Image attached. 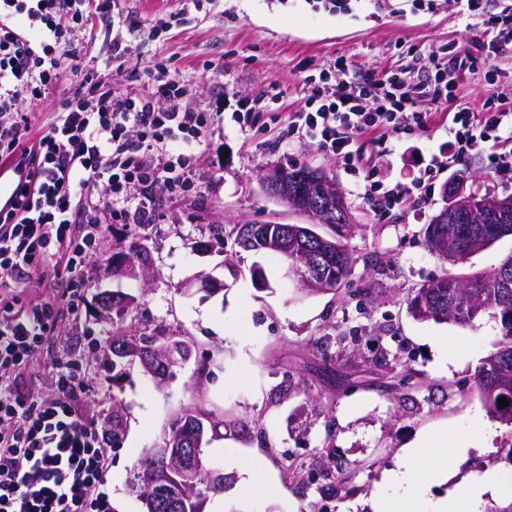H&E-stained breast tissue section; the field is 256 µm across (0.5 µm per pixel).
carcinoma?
<instances>
[{"label":"carcinoma","mask_w":512,"mask_h":512,"mask_svg":"<svg viewBox=\"0 0 512 512\" xmlns=\"http://www.w3.org/2000/svg\"><path fill=\"white\" fill-rule=\"evenodd\" d=\"M337 225L336 255L327 259L318 258L315 250L305 253L288 249L290 265L303 269L322 288H338L351 275L355 257L352 250L343 243L346 234ZM448 234L452 235L453 249L445 252L440 247L438 225L427 224L423 230V240L429 251L443 260L455 264L468 259L471 255L492 246L506 236H512V226L508 224H449ZM269 225L254 227L252 224H236L231 235L241 237L239 248L245 251L267 249L265 231ZM512 279V255L508 256L497 268L476 273L469 277V282L461 289L457 288L458 277L444 275L433 279L415 289L411 302L424 298V311L419 317L436 319L435 312L446 310L451 313L448 320L457 324H469L480 315L490 312L500 323V334L493 342V351L480 363L475 375L482 405L487 412L502 422L512 426V288L503 286L505 280ZM174 347L180 355L189 354L192 342L186 336H162L157 333H142L125 338L112 337V355L116 361L112 367L123 364V359L153 362L164 348ZM507 399L509 405L501 408L498 398ZM205 428L197 412L185 410L171 424V431H177L183 437L197 441L198 432ZM197 471L195 487L182 493L178 487L184 486L185 477L176 468L170 470V478L158 492L161 512H202L205 492L215 486L226 484L227 478L207 466L202 446L195 447ZM158 459L155 449L142 451L136 465L135 483L138 496L147 493V475L155 469Z\"/></svg>","instance_id":"carcinoma-1"}]
</instances>
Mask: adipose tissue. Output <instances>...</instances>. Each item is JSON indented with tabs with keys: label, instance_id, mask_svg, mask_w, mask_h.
Returning <instances> with one entry per match:
<instances>
[{
	"label": "adipose tissue",
	"instance_id": "ef3b65f1",
	"mask_svg": "<svg viewBox=\"0 0 512 512\" xmlns=\"http://www.w3.org/2000/svg\"><path fill=\"white\" fill-rule=\"evenodd\" d=\"M447 453L444 435L424 436L404 448L401 463L383 474L375 512H483L487 498L503 486L499 471L493 468L456 484L447 496L425 495L424 486L447 481V472L438 465Z\"/></svg>",
	"mask_w": 512,
	"mask_h": 512
}]
</instances>
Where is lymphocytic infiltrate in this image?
<instances>
[{
	"label": "lymphocytic infiltrate",
	"instance_id": "obj_1",
	"mask_svg": "<svg viewBox=\"0 0 512 512\" xmlns=\"http://www.w3.org/2000/svg\"><path fill=\"white\" fill-rule=\"evenodd\" d=\"M84 5L0 0V164L29 170L14 209L0 213V512H112L110 443L77 409L78 366H62L46 397L23 391L15 371L49 357L61 308L75 310L85 244L103 230L101 207L123 224L150 223V211L133 208L135 197L174 194L189 183L209 122L208 113L181 106L183 91L168 59L148 72V95L112 94L71 38ZM475 62L465 49L432 59L434 73L425 81L409 80L408 63L386 80L359 81L340 57L331 68L334 87L309 84L303 109L289 114L288 124L362 174L365 198L388 207L413 198L424 203L434 175L472 154H484L492 171L512 170V107L488 101L479 112H454L447 141L418 158L405 182L375 179L365 138L377 130L391 138L426 130L432 115L416 111V104L425 98L435 108L447 106L454 72ZM65 67L81 72V80L50 122L32 126L33 102ZM45 267L57 299L24 309L13 283Z\"/></svg>",
	"mask_w": 512,
	"mask_h": 512
}]
</instances>
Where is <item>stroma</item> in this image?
<instances>
[{
    "instance_id": "35a3bbf8",
    "label": "stroma",
    "mask_w": 512,
    "mask_h": 512,
    "mask_svg": "<svg viewBox=\"0 0 512 512\" xmlns=\"http://www.w3.org/2000/svg\"><path fill=\"white\" fill-rule=\"evenodd\" d=\"M111 26L87 7L72 37L91 65L107 74L114 94H148L138 76L164 58L175 61L182 105L214 120L197 149L194 185L157 206L152 223L109 224L96 240L81 283V301L63 313L55 357L78 361L88 381L78 394L83 415L110 426L120 411L125 430L112 440V512H143L131 491L137 454L162 446L183 410L236 421V432H206L208 463L231 476L209 493L224 512H373L372 494L400 451L423 433H447L445 494L470 474L497 466L512 472V432L489 416L474 373L500 324L491 314L461 326L421 319L411 311L414 288L449 272L489 271L512 255V236L448 264L428 251L421 230L444 204L455 178L481 195H512V176L494 174L482 155L450 164L425 204L409 201L380 212L361 198L358 177L287 122L260 112L250 130L218 112L228 96H258L273 88L281 113L299 111L305 84L340 57L354 73L384 78L407 53L424 57L470 45L479 18H465L457 0H433L421 11L412 0H349L334 15L318 0H116ZM212 62L213 71L202 68ZM496 78L483 71L456 76L457 98L417 137L430 149L448 138V115L480 111L487 100L512 103V47L497 52ZM276 165L322 169L341 187L353 225L346 243L357 262L341 287L303 288L287 261L271 251L235 252L232 238L214 243V224H303L261 189V170ZM138 250L147 264L138 276L114 270V253ZM222 284L214 294L202 280ZM105 293L137 299L124 322L99 315ZM161 328L189 337L190 359L159 381L141 366L122 376L112 369V337ZM274 484H245L222 449L224 439ZM315 483L300 494L294 470Z\"/></svg>"
}]
</instances>
